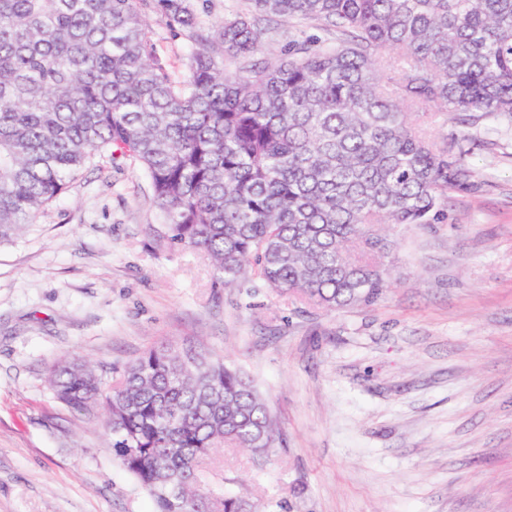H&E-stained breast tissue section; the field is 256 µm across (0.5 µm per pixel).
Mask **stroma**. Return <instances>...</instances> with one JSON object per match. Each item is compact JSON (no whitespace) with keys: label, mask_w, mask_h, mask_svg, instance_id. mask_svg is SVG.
Wrapping results in <instances>:
<instances>
[{"label":"stroma","mask_w":512,"mask_h":512,"mask_svg":"<svg viewBox=\"0 0 512 512\" xmlns=\"http://www.w3.org/2000/svg\"><path fill=\"white\" fill-rule=\"evenodd\" d=\"M150 37L171 77L189 44ZM466 136L473 182L438 224L395 227L393 280L365 306L319 309L251 279L235 288L199 252L164 241L148 176L103 151L0 243V512H154L112 455L101 410L58 400L48 369L110 370L192 345L241 369L286 438L248 480L269 512H512V125L440 118Z\"/></svg>","instance_id":"obj_1"}]
</instances>
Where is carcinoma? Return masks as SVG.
I'll return each mask as SVG.
<instances>
[{
  "instance_id": "obj_1",
  "label": "carcinoma",
  "mask_w": 512,
  "mask_h": 512,
  "mask_svg": "<svg viewBox=\"0 0 512 512\" xmlns=\"http://www.w3.org/2000/svg\"><path fill=\"white\" fill-rule=\"evenodd\" d=\"M143 5L190 42L188 80L160 62ZM270 23L317 33L257 60ZM456 112L512 123V0H237L211 28L194 0H0V243L113 146L148 176L164 237L224 286L252 275L304 304L371 305L390 227L439 222L471 185L466 153L430 135ZM49 381L73 409L104 403L156 512H261L202 477L223 448L260 465L283 447L239 369L162 347L110 384L75 360Z\"/></svg>"
}]
</instances>
